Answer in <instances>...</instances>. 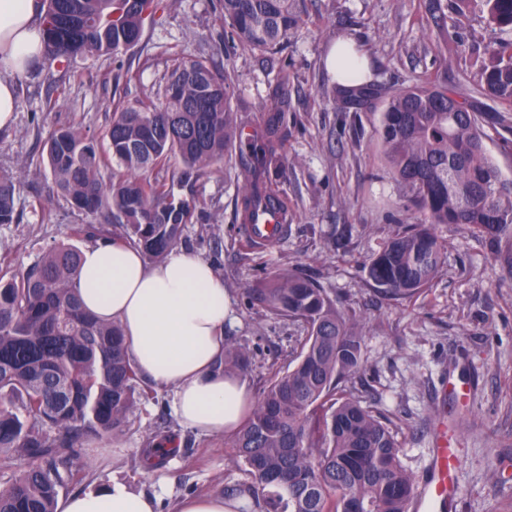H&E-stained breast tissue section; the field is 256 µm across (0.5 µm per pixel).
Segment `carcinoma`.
Masks as SVG:
<instances>
[{
    "label": "carcinoma",
    "mask_w": 512,
    "mask_h": 512,
    "mask_svg": "<svg viewBox=\"0 0 512 512\" xmlns=\"http://www.w3.org/2000/svg\"><path fill=\"white\" fill-rule=\"evenodd\" d=\"M489 21L512 28V0H481ZM161 0H45L41 17L46 58L69 70L78 57H114L139 45L146 20ZM224 53L237 48L274 52L301 24L299 0H219ZM479 98L448 111L454 88L430 78L396 93L366 83L341 97L344 109L379 112L383 158L408 188V206L422 224L386 241L367 267L372 286L394 299L431 286L444 247L437 224L467 226L490 247L512 245V181L490 161L481 127L489 108L509 128L512 112V40L486 49ZM232 78L203 54L173 60L160 102L113 104L108 149L79 128L53 132L46 155L56 192L102 222L76 234L105 242L112 225L145 258L161 261L181 240L185 224L203 214L195 197L175 194L224 161L245 154L242 223L265 200L268 160L282 149L286 112L271 96L265 127L236 146L242 125L234 117ZM176 156L186 167L169 172ZM16 184L0 174V224L15 220ZM80 250L61 245L27 269L0 276V454L23 460L22 471L0 491V512H54L60 492L83 480L84 445L123 431L127 411L149 392L121 326L83 308L72 288ZM271 313L307 329L296 366L269 379L262 399L236 433L232 448L252 478L224 489L247 497L241 512H408L413 481L398 460L392 430L339 383L362 368V336L355 315L342 311L313 282L281 273L248 289ZM250 353L224 348L222 373L248 370Z\"/></svg>",
    "instance_id": "carcinoma-1"
}]
</instances>
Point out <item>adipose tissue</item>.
<instances>
[{
  "label": "adipose tissue",
  "instance_id": "adipose-tissue-1",
  "mask_svg": "<svg viewBox=\"0 0 512 512\" xmlns=\"http://www.w3.org/2000/svg\"><path fill=\"white\" fill-rule=\"evenodd\" d=\"M41 0H0V129L18 110L15 76L41 56ZM327 65L339 88L368 80L370 61L355 38L337 39ZM76 292L85 307L105 322L118 323L140 373L173 392L172 409L187 428L231 435L249 406L239 377L214 372L224 353V326L233 310L224 281L205 259L181 248L157 264L117 240L87 244L80 259ZM158 501L125 481L60 497L55 512H156Z\"/></svg>",
  "mask_w": 512,
  "mask_h": 512
}]
</instances>
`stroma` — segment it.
Wrapping results in <instances>:
<instances>
[{
    "label": "stroma",
    "instance_id": "1",
    "mask_svg": "<svg viewBox=\"0 0 512 512\" xmlns=\"http://www.w3.org/2000/svg\"><path fill=\"white\" fill-rule=\"evenodd\" d=\"M215 0H164L157 24L118 59L88 56L65 73L40 58L17 77L15 121L0 129V174L16 181L15 221L0 224V268L27 267L51 247H84L79 226L95 216L53 192L45 142L79 126L106 146L112 106L156 98L164 73L183 54H207L229 70L232 106L247 127L261 129L262 105L288 70V128L281 160L268 168L273 192L288 201V234L265 248L248 245L239 218L243 181L222 164L195 178L206 213L186 225L181 248L209 261L224 280L236 321L224 335L247 348L252 365L241 379L261 399L267 379L291 370L306 332L252 301L248 288L292 273L324 288L362 327L363 368L345 380L396 434L398 458L414 486L428 475L448 381L466 382L452 435L460 448L455 512H512V250L493 254L465 226L438 225L445 259L430 288L394 299L367 278V266L399 225L420 216L406 210L407 190L381 158L377 117L337 110L336 83L325 66L341 36L368 51L376 79L404 88L430 77L461 96L479 85L475 60L503 31L469 0H303V21L279 51L220 52L224 20ZM161 389L132 407L122 435L89 443L80 490L119 477L158 495L160 512L177 498L220 494L250 483L248 469L225 435L183 427ZM170 441L175 455L147 465L148 445Z\"/></svg>",
    "mask_w": 512,
    "mask_h": 512
}]
</instances>
